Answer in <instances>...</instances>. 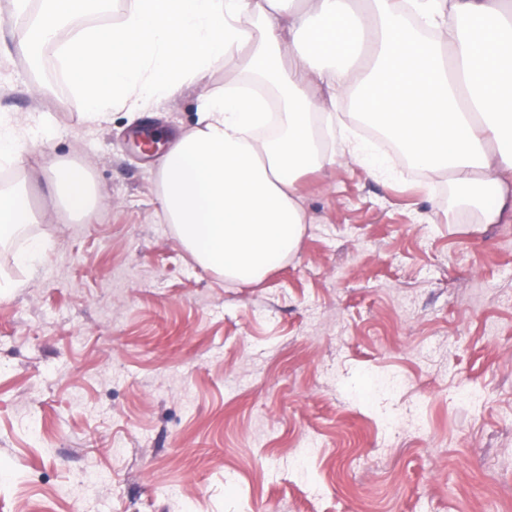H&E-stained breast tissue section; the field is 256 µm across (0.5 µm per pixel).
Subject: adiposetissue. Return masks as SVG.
<instances>
[{"instance_id":"ef3b65f1","label":"adipose tissue","mask_w":512,"mask_h":512,"mask_svg":"<svg viewBox=\"0 0 512 512\" xmlns=\"http://www.w3.org/2000/svg\"><path fill=\"white\" fill-rule=\"evenodd\" d=\"M31 39L57 44L89 124L188 88L195 124L156 172L161 212L201 267L235 284L260 282L293 255L306 214L300 178L334 163L309 135L333 116L336 91L416 160L427 180L452 175L463 202L499 223L512 197V0H130L101 30L60 38L79 0H43ZM227 68L277 83L285 99L274 137L262 98L210 88ZM49 207L86 213L85 172L56 165ZM28 193L0 188V240L49 221Z\"/></svg>"}]
</instances>
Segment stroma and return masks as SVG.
Returning <instances> with one entry per match:
<instances>
[{"instance_id":"1","label":"stroma","mask_w":512,"mask_h":512,"mask_svg":"<svg viewBox=\"0 0 512 512\" xmlns=\"http://www.w3.org/2000/svg\"><path fill=\"white\" fill-rule=\"evenodd\" d=\"M37 6L0 0V120L93 208L0 247V512H512V221L339 157L298 183L297 252L225 282L160 217L197 90L83 122L54 46L17 50Z\"/></svg>"}]
</instances>
